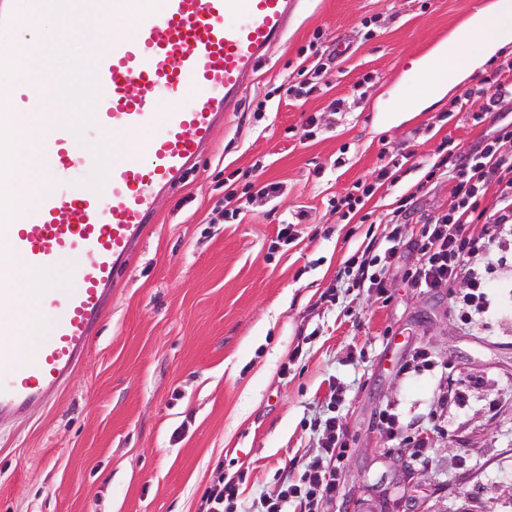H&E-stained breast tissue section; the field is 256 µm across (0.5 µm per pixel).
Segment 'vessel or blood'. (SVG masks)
<instances>
[{"mask_svg": "<svg viewBox=\"0 0 512 512\" xmlns=\"http://www.w3.org/2000/svg\"><path fill=\"white\" fill-rule=\"evenodd\" d=\"M122 16L94 60L99 100L94 129L120 148L102 192L71 183L87 160L70 149L71 133L47 128L42 161L59 186L0 219V430L50 402L90 351L112 291L130 265L154 215L156 197L180 189L208 152L217 127L240 111L243 93L271 50L288 34L301 0H93ZM34 0L23 14L0 12V27L26 28L14 49L0 51V86L11 82L18 55L37 58L48 38ZM40 88L0 95V109L35 111ZM72 255V287L47 288L41 305L48 334L20 358L9 337L19 322L16 269L36 275Z\"/></svg>", "mask_w": 512, "mask_h": 512, "instance_id": "b4317fda", "label": "vessel or blood"}]
</instances>
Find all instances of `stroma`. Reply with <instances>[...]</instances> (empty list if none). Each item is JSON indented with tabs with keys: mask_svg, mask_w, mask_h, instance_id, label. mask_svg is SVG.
<instances>
[{
	"mask_svg": "<svg viewBox=\"0 0 512 512\" xmlns=\"http://www.w3.org/2000/svg\"><path fill=\"white\" fill-rule=\"evenodd\" d=\"M490 2L304 0L211 152L156 200L83 363L51 403L0 431V512H199L219 470L244 503L272 497L320 459L315 422L329 415L347 449L339 493L317 512H512V240L494 268L471 261L490 301L471 323L449 300L465 279L438 293L410 281L422 217L454 203L432 168L440 145L466 155L512 122V101L487 114L480 93L512 45L419 112L406 74ZM314 39L330 59L311 94L289 98L281 88L298 82ZM337 98L346 111L331 110ZM393 158L396 181L376 185ZM267 184L276 193L261 194ZM358 184L374 193L342 221L332 203ZM231 191L249 197L233 218ZM299 210L310 219L283 243L278 226ZM371 240L381 291L345 274ZM421 349L436 368L415 366ZM385 410L404 434L430 431L425 462L381 431Z\"/></svg>",
	"mask_w": 512,
	"mask_h": 512,
	"instance_id": "stroma-1",
	"label": "stroma"
}]
</instances>
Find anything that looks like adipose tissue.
Listing matches in <instances>:
<instances>
[{
  "label": "adipose tissue",
  "instance_id": "adipose-tissue-1",
  "mask_svg": "<svg viewBox=\"0 0 512 512\" xmlns=\"http://www.w3.org/2000/svg\"><path fill=\"white\" fill-rule=\"evenodd\" d=\"M512 45V0H493L458 28L437 53L439 64L447 66L448 80L424 79L420 101L430 105L440 101L473 68L497 50Z\"/></svg>",
  "mask_w": 512,
  "mask_h": 512
}]
</instances>
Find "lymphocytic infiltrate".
<instances>
[{
  "instance_id": "f902f5d3",
  "label": "lymphocytic infiltrate",
  "mask_w": 512,
  "mask_h": 512,
  "mask_svg": "<svg viewBox=\"0 0 512 512\" xmlns=\"http://www.w3.org/2000/svg\"><path fill=\"white\" fill-rule=\"evenodd\" d=\"M511 143L512 129L504 127L476 153H447L441 163L455 183V202L448 212L427 216L422 226L421 249L425 260L415 270L413 284L438 291L458 278H466V291L452 298L453 307L465 323L483 316L489 309L485 280L471 269L470 259L480 254L486 262H493L495 233L512 224V152L507 149ZM489 194L494 201L487 206L483 200ZM472 224L484 225L485 233L478 237L467 235L466 228ZM322 426L328 434L323 445L325 463H308L299 478L290 480L278 497H256L247 512H288L293 502L301 512H315L321 500L335 498V463L342 458L340 425L330 416Z\"/></svg>"
}]
</instances>
